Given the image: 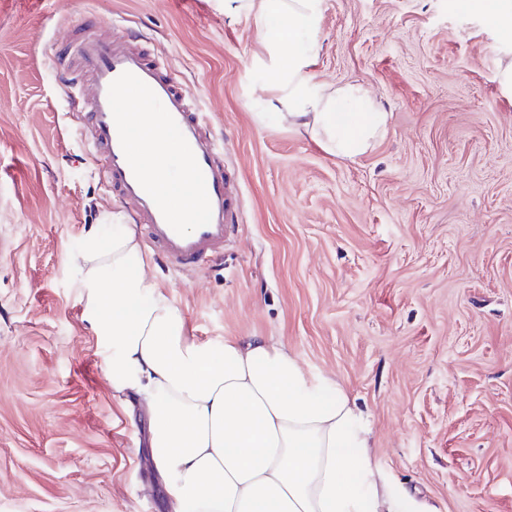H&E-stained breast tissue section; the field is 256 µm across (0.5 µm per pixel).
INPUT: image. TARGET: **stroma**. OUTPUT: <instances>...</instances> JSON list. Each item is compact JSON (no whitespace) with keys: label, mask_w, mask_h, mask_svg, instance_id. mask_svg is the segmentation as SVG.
Returning <instances> with one entry per match:
<instances>
[{"label":"stroma","mask_w":512,"mask_h":512,"mask_svg":"<svg viewBox=\"0 0 512 512\" xmlns=\"http://www.w3.org/2000/svg\"><path fill=\"white\" fill-rule=\"evenodd\" d=\"M122 24L202 97L238 184L221 258L157 279L199 340L271 336L355 398L377 466L432 512H512V97L461 0H325L320 84L389 114L350 162L287 119L254 14L224 0H0V512H164L141 408L82 318L105 191L54 45Z\"/></svg>","instance_id":"obj_1"}]
</instances>
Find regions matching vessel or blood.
Here are the masks:
<instances>
[{
    "instance_id": "obj_1",
    "label": "vessel or blood",
    "mask_w": 512,
    "mask_h": 512,
    "mask_svg": "<svg viewBox=\"0 0 512 512\" xmlns=\"http://www.w3.org/2000/svg\"><path fill=\"white\" fill-rule=\"evenodd\" d=\"M137 34L93 35L66 41L58 52L69 66L65 92L71 98L76 130L90 148L108 192L135 214L150 244L175 270L193 269L223 255L238 233L234 222L238 189L217 161V150L199 97L169 73L163 59H148L136 48ZM136 101L159 135L175 136L177 162L185 175L168 183L152 178L134 148L140 125L127 110ZM187 200L175 216L174 193Z\"/></svg>"
}]
</instances>
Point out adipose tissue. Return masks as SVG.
<instances>
[{
	"mask_svg": "<svg viewBox=\"0 0 512 512\" xmlns=\"http://www.w3.org/2000/svg\"><path fill=\"white\" fill-rule=\"evenodd\" d=\"M254 13L271 48L269 76L290 124L348 160L384 135L388 114L358 82L315 84L323 0H224ZM140 160L165 179L173 146L143 123ZM78 282L83 318L109 350L116 393L144 396L151 459L173 512H422L390 482H377L367 425L330 378L267 336L201 341L182 310L143 271L133 229L84 238Z\"/></svg>",
	"mask_w": 512,
	"mask_h": 512,
	"instance_id": "obj_1",
	"label": "adipose tissue"
}]
</instances>
